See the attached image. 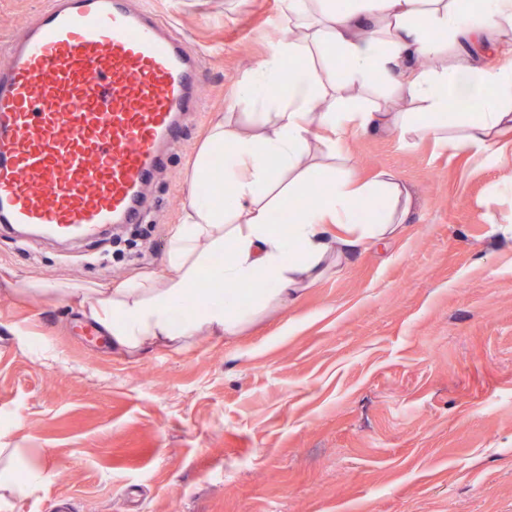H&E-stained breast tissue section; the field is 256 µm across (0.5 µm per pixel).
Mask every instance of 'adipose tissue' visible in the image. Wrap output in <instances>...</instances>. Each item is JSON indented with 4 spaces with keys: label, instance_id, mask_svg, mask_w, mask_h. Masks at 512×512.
Listing matches in <instances>:
<instances>
[{
    "label": "adipose tissue",
    "instance_id": "adipose-tissue-1",
    "mask_svg": "<svg viewBox=\"0 0 512 512\" xmlns=\"http://www.w3.org/2000/svg\"><path fill=\"white\" fill-rule=\"evenodd\" d=\"M288 26L238 86L247 123L218 119L189 205L167 242L169 275L96 290L86 318L118 351L200 330L231 336L313 286L349 253L399 237L415 206L393 172L356 176L348 131L430 139L463 155L512 149V0H283ZM431 60L428 68L419 67ZM318 203L299 206L311 185ZM207 288L196 290L201 272ZM257 286L250 305L242 290Z\"/></svg>",
    "mask_w": 512,
    "mask_h": 512
}]
</instances>
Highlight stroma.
<instances>
[{
  "label": "stroma",
  "mask_w": 512,
  "mask_h": 512,
  "mask_svg": "<svg viewBox=\"0 0 512 512\" xmlns=\"http://www.w3.org/2000/svg\"><path fill=\"white\" fill-rule=\"evenodd\" d=\"M49 0H0V48ZM200 64L142 241L0 232V473L46 472L0 512H512V154L349 133L360 175L393 171L405 233L331 267L233 337L114 350L69 288L161 280L192 161L281 34L282 0H132Z\"/></svg>",
  "instance_id": "stroma-1"
}]
</instances>
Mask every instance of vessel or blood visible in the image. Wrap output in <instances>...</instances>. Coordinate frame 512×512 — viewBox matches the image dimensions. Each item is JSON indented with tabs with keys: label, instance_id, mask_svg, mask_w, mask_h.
<instances>
[{
	"label": "vessel or blood",
	"instance_id": "obj_1",
	"mask_svg": "<svg viewBox=\"0 0 512 512\" xmlns=\"http://www.w3.org/2000/svg\"><path fill=\"white\" fill-rule=\"evenodd\" d=\"M199 66L128 0H56L0 55V228L73 242L141 223Z\"/></svg>",
	"mask_w": 512,
	"mask_h": 512
}]
</instances>
